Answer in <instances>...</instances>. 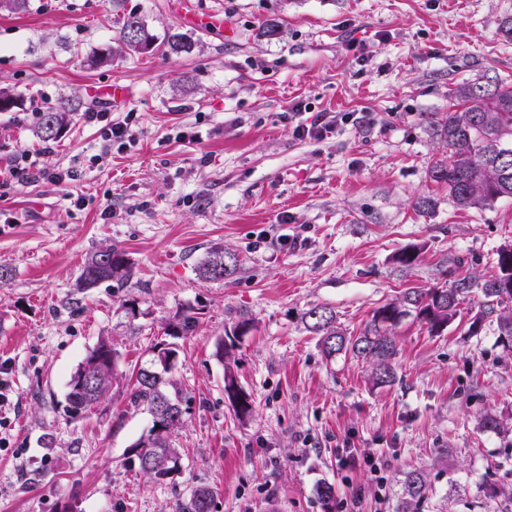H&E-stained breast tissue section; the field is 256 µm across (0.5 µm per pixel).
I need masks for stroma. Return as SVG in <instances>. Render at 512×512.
Here are the masks:
<instances>
[{
  "label": "stroma",
  "instance_id": "35a3bbf8",
  "mask_svg": "<svg viewBox=\"0 0 512 512\" xmlns=\"http://www.w3.org/2000/svg\"><path fill=\"white\" fill-rule=\"evenodd\" d=\"M175 0H31L0 10V169L50 146L63 181L31 177L0 194V512H178L199 488L211 512H395L406 474L425 470L422 512H512V355L495 323L471 334L478 297L439 334L406 318L395 330L394 384L364 361L328 360L301 320L331 308L357 334L409 287L491 274L512 244V200L460 209L431 170L452 90L483 76L512 82V0H194L223 10L227 30L181 24ZM135 10L158 37H191L188 53L133 52L101 65L94 51ZM277 25L269 38L263 31ZM120 82L113 104L103 88ZM76 102L57 138L36 135L46 107ZM354 113L332 138L295 137L284 114ZM90 112L130 120L133 139L105 149ZM427 198L429 209L417 201ZM125 252L124 283L77 286L90 253ZM419 251L401 267L397 256ZM216 249L241 267L226 281L197 268ZM197 316L167 374L178 391L183 450L157 484L131 448L152 417L128 377L166 325ZM252 319L233 366L253 410L224 394L217 343ZM121 352L108 396L72 418L71 374L104 338ZM494 414L503 430L480 419ZM498 494L486 496L485 483Z\"/></svg>",
  "mask_w": 512,
  "mask_h": 512
}]
</instances>
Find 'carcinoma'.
Instances as JSON below:
<instances>
[{
	"label": "carcinoma",
	"mask_w": 512,
	"mask_h": 512,
	"mask_svg": "<svg viewBox=\"0 0 512 512\" xmlns=\"http://www.w3.org/2000/svg\"><path fill=\"white\" fill-rule=\"evenodd\" d=\"M137 18L142 39L151 49L165 48L171 52H190L191 40L182 34H173L164 40L153 34L146 21L137 12L123 15L119 20L115 45L95 52L91 63L106 62L113 54H120L128 47L141 51L127 32L130 19ZM453 97L455 109L448 112L437 128L438 136L448 148V162L433 166L431 176L436 182L448 184V195L457 206L468 209L490 204L502 197L512 198V83L496 76L483 81L458 85ZM66 118V109L49 107L43 112L40 126L41 137L55 138ZM512 260V248L503 246L497 252L495 270L482 279L463 277L444 286L431 288L411 287L397 298L377 308L370 321L357 335H349L336 326V315L324 306L306 311L302 320L305 328L318 336V344L327 359L339 353H349L372 366L370 379L379 385H391L396 381L394 362L398 354L394 330L407 316H413L427 325L428 332L443 331L457 314L463 300L477 292L482 297L481 316L470 325L476 332L483 318L495 317L497 335L504 351L512 355V288L498 286V278L504 263ZM239 259L224 251L211 252L199 266V275L207 281H224L238 270ZM132 274L126 254L113 246L94 252L84 263L78 279V287L89 289L107 281L124 282ZM197 327V317L191 313L179 315L166 327L165 334L173 338L190 336ZM251 329V319L242 318L233 327L229 341L217 344V355L225 360L224 394L237 414L245 416L252 411V402L243 392L232 372L235 361V340ZM119 352L109 340H101L78 365L94 379L89 389H78L69 382L64 397V412L79 415L105 399L116 380ZM131 403L143 405L160 430L147 440L133 446L141 470L156 482L177 474L180 467L173 459L181 454L171 440L182 416L179 415V393L166 389L164 376L150 375L140 368L132 378ZM427 475L419 470L407 473L403 496L396 512H420L428 496ZM211 493L201 490L185 502L181 512H210Z\"/></svg>",
	"instance_id": "carcinoma-1"
}]
</instances>
